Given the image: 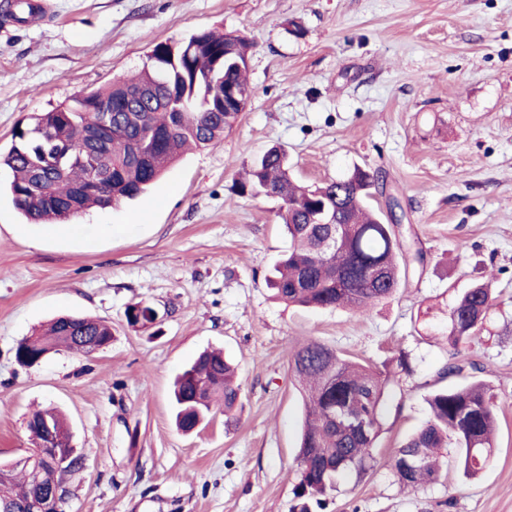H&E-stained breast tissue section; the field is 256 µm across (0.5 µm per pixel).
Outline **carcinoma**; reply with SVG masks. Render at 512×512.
Returning <instances> with one entry per match:
<instances>
[{"label":"carcinoma","instance_id":"obj_1","mask_svg":"<svg viewBox=\"0 0 512 512\" xmlns=\"http://www.w3.org/2000/svg\"><path fill=\"white\" fill-rule=\"evenodd\" d=\"M150 55L151 64L136 77L74 97L49 112L37 113L10 149L0 152V169L10 173L0 185L28 224H63L91 207L108 208L144 194L183 151L205 148L231 129L241 111L224 106V88L248 97L245 38L203 31L178 44L177 65ZM110 113L95 145L83 136L100 113ZM108 174L112 189L92 185L93 175ZM377 178L355 169L348 178L301 186L290 174L285 152L267 150L254 164L251 178L237 193L272 194L284 206L280 217L290 245L267 286L274 297L310 309H347L361 313L391 298L410 264L423 255L407 248L402 231L385 224L366 200ZM335 214L340 225L319 224ZM489 283L467 288L448 310V341L454 349L441 376L460 377L458 346L481 330L492 307ZM112 341L106 324L79 316L53 320L40 334L20 341L15 356L34 363L51 351L83 349ZM300 383L306 417L296 464L292 512L325 506L345 471L361 472L371 459L380 432L388 380L370 364L346 358L332 347L308 339L289 352ZM236 368L221 352H205L178 376L174 389L177 428L189 432L224 404L238 405ZM429 416L390 457L400 485L417 490L436 482L443 449L456 448L464 476L481 473L495 450L496 409L489 387L466 379L426 397ZM45 466L34 485L21 463L0 462V512H22L37 488L65 492V476Z\"/></svg>","mask_w":512,"mask_h":512}]
</instances>
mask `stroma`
Wrapping results in <instances>:
<instances>
[{"mask_svg": "<svg viewBox=\"0 0 512 512\" xmlns=\"http://www.w3.org/2000/svg\"><path fill=\"white\" fill-rule=\"evenodd\" d=\"M53 3L49 22L0 26L1 152L19 123L201 31L251 42L250 98L221 141L139 199L74 218L76 232L32 233L0 201V461L25 457L29 417L55 407L85 456L64 512H292L305 407L289 352L312 338L389 377L370 467L341 477L323 512H512V0ZM274 146L302 185L382 176L372 207L425 255L394 297L361 316L271 298L283 202L233 185ZM477 281L493 306L456 351L493 396L494 457L469 479L447 455L438 482L404 490L389 455L446 387L448 308ZM138 302L156 323H128ZM65 314L107 321L111 344L20 366L19 341ZM210 348L237 365L241 403L184 434L172 384Z\"/></svg>", "mask_w": 512, "mask_h": 512, "instance_id": "stroma-1", "label": "stroma"}]
</instances>
